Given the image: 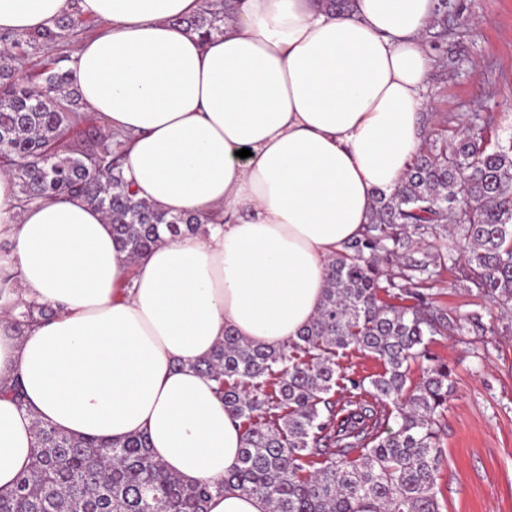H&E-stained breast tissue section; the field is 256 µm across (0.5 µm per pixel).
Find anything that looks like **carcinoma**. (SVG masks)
Returning a JSON list of instances; mask_svg holds the SVG:
<instances>
[{
  "label": "carcinoma",
  "mask_w": 512,
  "mask_h": 512,
  "mask_svg": "<svg viewBox=\"0 0 512 512\" xmlns=\"http://www.w3.org/2000/svg\"><path fill=\"white\" fill-rule=\"evenodd\" d=\"M224 2L210 0L181 25L204 40L223 34ZM90 27L67 14L27 35L0 32V172L14 177L23 207L83 198L139 258L164 231L196 234L201 219L136 198L123 173V137L80 112L66 48ZM436 27L423 43L441 53L447 29ZM492 125L479 112L426 114L400 185L376 193L362 237L332 257L314 319L276 347L229 330L196 363L243 430L239 464L223 481L191 484L167 473L144 434L75 438L37 420L35 462L0 490V512H206L226 486L265 498L271 512H359L363 503L370 512H442L441 418L453 384L431 345L497 326L478 309L461 314L439 303L433 285L452 272L468 293L512 311V135L494 139ZM444 236L445 251L429 242ZM44 315L27 303L14 328L22 333ZM351 349L382 370L345 373L339 357Z\"/></svg>",
  "instance_id": "obj_1"
}]
</instances>
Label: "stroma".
Returning <instances> with one entry per match:
<instances>
[{"mask_svg":"<svg viewBox=\"0 0 512 512\" xmlns=\"http://www.w3.org/2000/svg\"><path fill=\"white\" fill-rule=\"evenodd\" d=\"M451 65H436L432 111L489 113L493 134L512 135V0H448ZM496 336L438 338L454 393L442 420L443 512H512V318Z\"/></svg>","mask_w":512,"mask_h":512,"instance_id":"35a3bbf8","label":"stroma"}]
</instances>
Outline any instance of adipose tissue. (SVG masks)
I'll return each instance as SVG.
<instances>
[{
    "label": "adipose tissue",
    "mask_w": 512,
    "mask_h": 512,
    "mask_svg": "<svg viewBox=\"0 0 512 512\" xmlns=\"http://www.w3.org/2000/svg\"><path fill=\"white\" fill-rule=\"evenodd\" d=\"M223 35L180 26L204 0H0V30L95 20L70 69L85 112L127 139L140 199L204 230L131 259L82 198L18 208L0 174V489L35 460L41 420L79 438L146 434L187 483L238 463L243 431L194 365L226 330L276 346L316 315L331 256L394 191L423 135L436 0H235ZM251 155L239 158L241 149ZM54 311L16 335L22 304Z\"/></svg>",
    "instance_id": "adipose-tissue-1"
}]
</instances>
